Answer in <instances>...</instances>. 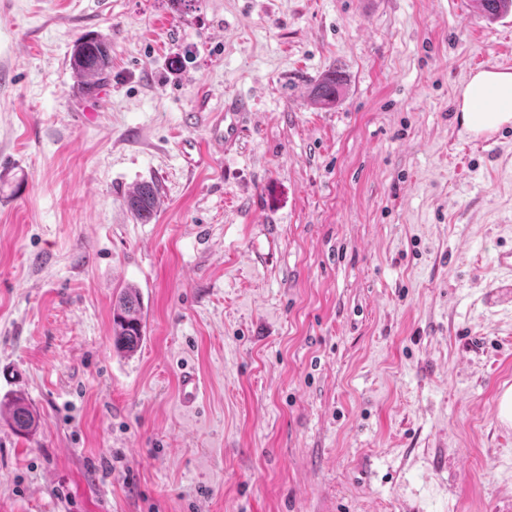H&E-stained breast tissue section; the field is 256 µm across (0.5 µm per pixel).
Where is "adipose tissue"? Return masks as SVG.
<instances>
[{"label":"adipose tissue","instance_id":"adipose-tissue-1","mask_svg":"<svg viewBox=\"0 0 512 512\" xmlns=\"http://www.w3.org/2000/svg\"><path fill=\"white\" fill-rule=\"evenodd\" d=\"M461 121L473 133L494 131L512 122V72L483 70L461 91Z\"/></svg>","mask_w":512,"mask_h":512}]
</instances>
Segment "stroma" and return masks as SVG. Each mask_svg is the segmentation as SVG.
I'll return each instance as SVG.
<instances>
[{"label":"stroma","instance_id":"35a3bbf8","mask_svg":"<svg viewBox=\"0 0 512 512\" xmlns=\"http://www.w3.org/2000/svg\"><path fill=\"white\" fill-rule=\"evenodd\" d=\"M478 63L512 66V14L472 0H0V399L38 420L0 423V512H504L512 124L464 131ZM111 63L112 45L108 41L87 34L74 41L71 65L84 92H93L106 79ZM338 84L339 78L336 71L327 73L314 87L313 98L316 103L324 106L334 104L338 94ZM247 112H251L246 101L233 98L226 104L224 110L211 112L206 121L209 131V138L201 143L190 144V149L196 151V164L204 161L209 155L212 147H222L239 137L241 132V119ZM229 122L226 124V122ZM158 203V188L154 182H142L137 185L126 199L133 217L143 224L151 221ZM145 313L138 289L125 288L113 308L112 344L117 353L132 356L145 337ZM202 393L201 381L195 372H184L180 376L179 401L183 407H194ZM0 417H5L13 432L22 437L32 435L37 428L32 406L23 396H15L4 404L0 403Z\"/></svg>","mask_w":512,"mask_h":512}]
</instances>
